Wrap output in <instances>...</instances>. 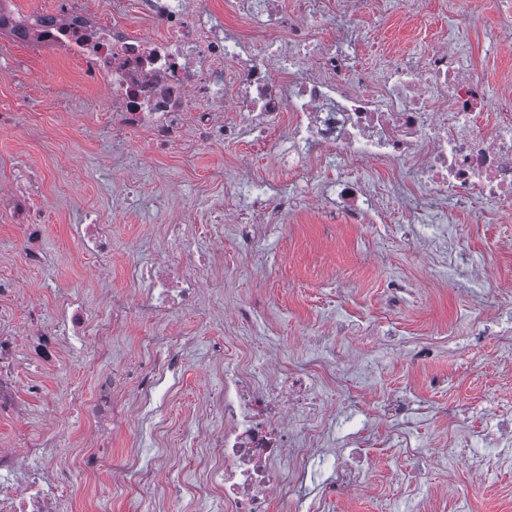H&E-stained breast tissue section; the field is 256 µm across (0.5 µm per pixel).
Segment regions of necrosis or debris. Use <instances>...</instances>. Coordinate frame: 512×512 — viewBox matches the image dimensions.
Wrapping results in <instances>:
<instances>
[{
  "mask_svg": "<svg viewBox=\"0 0 512 512\" xmlns=\"http://www.w3.org/2000/svg\"><path fill=\"white\" fill-rule=\"evenodd\" d=\"M137 7L155 36L131 29L126 0L95 8L88 0H58L54 13L24 17L0 0V32L78 59L85 88H110L113 140L143 132L152 151L166 153L235 145L251 129L286 157L298 182L317 186L304 198L309 208L333 201L349 222H385L392 193L416 197L408 214L413 224L434 223L449 201L485 224L494 222L497 207L512 205V94L488 99L483 81L444 42L369 79L358 60L357 34L340 28L331 35L327 26L338 14L373 15V0H296L291 9L280 0H241L236 28L209 0H139ZM227 106L245 123L221 119ZM362 168L378 173L373 186L350 178ZM251 182L256 193L247 202L238 182L227 183L217 223L275 219L277 210L266 206L268 186L257 176ZM170 227L162 259L128 266L140 303L113 301L101 318L92 317L79 294L68 293L52 317L33 304L26 320H18L20 283L0 277V420L27 417L24 392H43L36 383L22 389L23 362L54 365L66 345L95 377L91 397H71L91 448L73 469L63 468L69 438L54 425L0 448V512H63V489L73 474L97 478L115 471L135 492L157 493L168 507L173 494L161 487L154 460L135 451L115 460L107 449L129 429L126 393L147 404L159 381L178 369L170 338L148 335L131 367L115 370L112 337L135 314L152 326L171 325L174 313L198 309L205 284L218 286L225 278L209 250L181 263L196 225L172 211ZM345 374L344 365L318 358L287 364L273 356L262 374L241 361L225 367L223 392L194 418L213 459L198 494L214 496L220 512H269L274 502L287 507V476H308L337 416L316 382L337 385ZM484 438L490 449L462 433L432 454L481 478L497 456L512 454V409L491 406ZM372 445L363 433L351 440L323 488L325 498L365 489V450Z\"/></svg>",
  "mask_w": 512,
  "mask_h": 512,
  "instance_id": "4bbe7bcc",
  "label": "necrosis or debris"
}]
</instances>
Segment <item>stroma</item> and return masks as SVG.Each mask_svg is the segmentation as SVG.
<instances>
[{
    "mask_svg": "<svg viewBox=\"0 0 512 512\" xmlns=\"http://www.w3.org/2000/svg\"><path fill=\"white\" fill-rule=\"evenodd\" d=\"M460 2L471 23L453 32L454 47L476 67L490 94L512 87V53L490 47L495 38L512 36V9L506 0ZM446 32L448 15L439 0H396L368 29L362 64L377 70L394 56L423 52ZM77 69V61L63 53L0 39V107L16 112L14 126L0 129V276L19 278L48 316L58 295L73 288L95 312L108 309L112 294L135 295L126 267L131 257L159 254L169 221L152 199L169 198L204 227L214 221L225 179L244 180L255 173L273 184L289 182L277 155L260 149L250 134L237 145L154 155L140 133L123 151L113 152L107 134L109 91L91 95L80 87ZM33 214L46 226L44 260L27 266L20 226ZM87 215L112 227L107 263L79 251L76 226ZM255 236L250 252L239 232L225 228L221 260L231 275L221 302L205 301L221 313L208 322L189 312L174 318L183 358L177 383L160 385L149 415L136 416L130 433L113 439L114 452L132 443L143 457L164 460L160 478L175 490L199 480L210 458L190 420L224 385V366L211 361L212 348L222 346L231 358L248 336L255 362L271 351L286 362L302 361L321 339L345 364L359 363L368 351L375 361L374 369L360 371L366 395L337 398L343 419L336 426L335 445L364 428L382 440L403 432L415 450L368 469L373 495L336 496L327 512H380L387 500L394 512H512V465L493 470L477 484L464 469L429 465V480L418 491L394 476L427 465L424 449L447 442L451 421L479 435L477 410L487 399L512 405V358L501 356L497 327L489 326L473 348L457 336L465 320L491 299L490 283L512 285V206L498 208L491 224L452 210L446 221L418 228L403 223L397 213L387 224H350L334 211L301 207L276 223L258 225ZM448 237L489 274L490 283L470 282L430 261L432 240ZM392 278L403 279L410 292L392 308L391 321L374 323V315L389 306L386 285ZM241 306L253 311L245 328L233 319ZM422 342L433 343V357H414ZM34 380L44 386L43 395L30 397V416L0 421V446L12 447L19 435L40 431L50 415L69 434L70 455L83 453L90 441L68 400L77 392L92 393L91 374L66 355L51 370L26 366L22 384ZM396 396L410 397L419 412L405 420L388 417L383 404ZM173 443L184 449L174 458L167 453ZM73 481L72 512H159L153 498L136 496L119 481L89 482L79 475Z\"/></svg>",
    "mask_w": 512,
    "mask_h": 512,
    "instance_id": "obj_1",
    "label": "stroma"
}]
</instances>
